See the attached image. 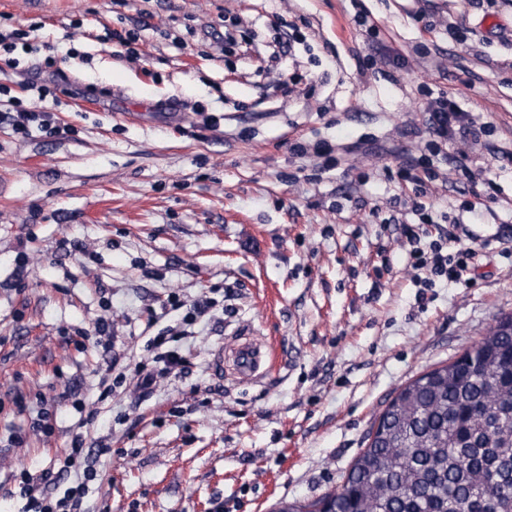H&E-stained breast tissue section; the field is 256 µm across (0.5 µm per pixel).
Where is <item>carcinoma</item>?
I'll return each mask as SVG.
<instances>
[{
    "mask_svg": "<svg viewBox=\"0 0 512 512\" xmlns=\"http://www.w3.org/2000/svg\"><path fill=\"white\" fill-rule=\"evenodd\" d=\"M322 500L280 502L317 512ZM339 512H512V315L399 390L352 463Z\"/></svg>",
    "mask_w": 512,
    "mask_h": 512,
    "instance_id": "carcinoma-1",
    "label": "carcinoma"
}]
</instances>
